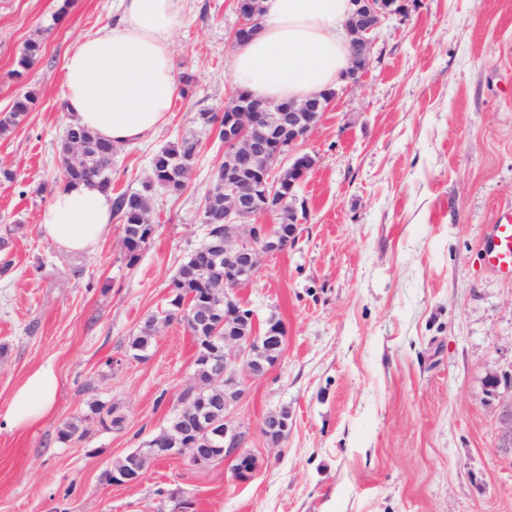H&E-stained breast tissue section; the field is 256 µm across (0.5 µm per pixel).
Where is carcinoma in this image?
<instances>
[{
  "instance_id": "cac0c4a2",
  "label": "carcinoma",
  "mask_w": 512,
  "mask_h": 512,
  "mask_svg": "<svg viewBox=\"0 0 512 512\" xmlns=\"http://www.w3.org/2000/svg\"><path fill=\"white\" fill-rule=\"evenodd\" d=\"M40 39L27 41L16 61L13 75L17 77L27 73L41 55ZM39 92L31 87L18 95L7 112L0 113V136L10 133L30 112L38 100ZM199 130H191L179 139L159 149L151 160V179L162 182V190L172 196H178L187 187L189 175L195 165L200 144V132L216 130L219 138H224V118L213 112H200L196 118ZM67 130L76 133L89 146L93 157H71L66 154V142L59 145L62 156V181L68 184L96 180L107 189H112L113 154L109 153L112 144L93 134L86 128L70 123ZM224 170L214 176L212 185L204 195L202 211L206 223L213 231H224ZM114 217L121 224V232L127 264L132 266L138 260L141 251L150 242L154 232V218L150 209L136 203V192L122 191L112 200ZM155 318L147 319L139 332L130 338L128 348L139 351L150 349L154 336Z\"/></svg>"
}]
</instances>
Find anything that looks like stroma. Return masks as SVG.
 Instances as JSON below:
<instances>
[{"label": "stroma", "instance_id": "stroma-1", "mask_svg": "<svg viewBox=\"0 0 512 512\" xmlns=\"http://www.w3.org/2000/svg\"><path fill=\"white\" fill-rule=\"evenodd\" d=\"M113 0H0V112L36 86L32 112L0 137V414L33 370L52 366L55 405L38 424L0 422V512H512V277L488 269L491 224L512 210V0H416L384 20L359 81L304 145L299 240L262 256L241 291L258 319L287 330L282 361L234 412L251 431L255 476L230 463L150 464L115 487L112 466L165 427L193 381L195 342L158 323L146 360L127 343L159 314L199 247L202 199L224 162L201 143L186 191L151 200L156 231L128 265L120 224L74 256L45 240L39 215L60 185L65 54L112 14ZM235 0H195L173 37L175 77L196 80L148 140L118 147L112 188L134 191L163 145L223 112ZM43 41L27 76L25 41ZM123 420H88L91 403ZM288 407L282 446L258 423ZM82 438L62 441L64 423Z\"/></svg>", "mask_w": 512, "mask_h": 512}]
</instances>
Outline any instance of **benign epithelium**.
<instances>
[{"instance_id":"7a95c632","label":"benign epithelium","mask_w":512,"mask_h":512,"mask_svg":"<svg viewBox=\"0 0 512 512\" xmlns=\"http://www.w3.org/2000/svg\"><path fill=\"white\" fill-rule=\"evenodd\" d=\"M357 8L347 29L351 62L342 90L352 88L369 62L371 35L382 21L408 10L407 0L390 9L382 0H356ZM254 32L253 22L239 16L231 34L237 45ZM333 90L323 97L274 104L248 94L235 96L224 107V233L205 242V247L224 256V288H205L196 294L192 319L209 320L212 303L224 292V321L214 324L212 335L199 336L196 353L214 359L219 367L209 380L195 377L179 396L178 413L188 426H198L208 447L199 448L188 434L165 432L134 457L113 465L112 485L132 486L141 481L146 464L164 458L185 459L195 468L215 460L232 463V479L249 481L257 469L256 457L247 449L250 431L235 423L233 411L246 396L247 382L266 377L285 352L286 329L275 315L257 326L254 311L240 297L259 272L260 256L277 254L299 238L298 190L316 166V155L302 150L319 125ZM288 201L293 220L265 224L262 217ZM291 414L281 407L259 423L261 433L275 445L288 436Z\"/></svg>"}]
</instances>
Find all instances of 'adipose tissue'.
I'll list each match as a JSON object with an SVG mask.
<instances>
[{
  "mask_svg": "<svg viewBox=\"0 0 512 512\" xmlns=\"http://www.w3.org/2000/svg\"><path fill=\"white\" fill-rule=\"evenodd\" d=\"M257 29L230 64L237 90L285 102L338 89L350 65L347 22L354 0H260ZM191 11L189 0H117L112 20L77 40L65 58L69 122L115 146L135 145L168 121L178 87L172 42ZM112 222V195L97 181L62 184L40 216L44 239L72 254L92 250ZM51 367L33 371L13 394L4 419L32 426L51 410Z\"/></svg>",
  "mask_w": 512,
  "mask_h": 512,
  "instance_id": "obj_1",
  "label": "adipose tissue"
}]
</instances>
